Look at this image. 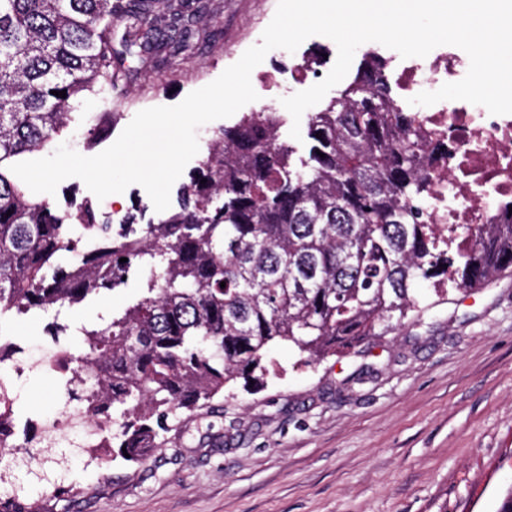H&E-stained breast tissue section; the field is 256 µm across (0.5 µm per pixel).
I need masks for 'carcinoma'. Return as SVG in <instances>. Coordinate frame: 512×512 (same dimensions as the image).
Listing matches in <instances>:
<instances>
[{
  "instance_id": "carcinoma-1",
  "label": "carcinoma",
  "mask_w": 512,
  "mask_h": 512,
  "mask_svg": "<svg viewBox=\"0 0 512 512\" xmlns=\"http://www.w3.org/2000/svg\"><path fill=\"white\" fill-rule=\"evenodd\" d=\"M204 10L202 0H0V317L66 311L145 275L138 299L80 327L75 379H63L67 403L112 424L108 461L124 447L147 463L169 418L262 379L274 342L313 364L419 315L424 282L468 292L512 269V214L428 223L427 168L442 144L395 106L370 51L309 115L298 164L280 113L252 112L214 132L177 206L133 234L112 232L89 200L30 196L10 166L49 149L87 94L123 83L124 58L193 55ZM81 228L95 238L82 266L57 262ZM71 492L54 483L23 501L0 489V512H45V499Z\"/></svg>"
}]
</instances>
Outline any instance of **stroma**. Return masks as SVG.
<instances>
[{
  "label": "stroma",
  "instance_id": "1",
  "mask_svg": "<svg viewBox=\"0 0 512 512\" xmlns=\"http://www.w3.org/2000/svg\"><path fill=\"white\" fill-rule=\"evenodd\" d=\"M278 0H211L218 20L192 58L126 59L118 92L86 95L61 142L84 156L107 149L140 110L173 106L214 81L253 46ZM324 79L336 57L324 36L295 52L270 51L256 68L283 74L311 52ZM111 134L89 144L90 128ZM139 275L73 309L70 326L121 310L141 293ZM418 296L421 321L317 365L281 343L262 383L237 379L207 409L175 419L147 464L114 458L108 469L71 448L18 455L7 479L35 499L52 481L81 488L49 499L47 512H499L512 488V272L469 298ZM49 316L0 318L24 373L8 392L21 415L43 423L63 410L58 381L39 368L50 350Z\"/></svg>",
  "mask_w": 512,
  "mask_h": 512
}]
</instances>
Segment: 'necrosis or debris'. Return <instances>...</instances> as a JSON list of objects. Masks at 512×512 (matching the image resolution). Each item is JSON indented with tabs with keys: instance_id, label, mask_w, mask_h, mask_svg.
Wrapping results in <instances>:
<instances>
[{
	"instance_id": "necrosis-or-debris-1",
	"label": "necrosis or debris",
	"mask_w": 512,
	"mask_h": 512,
	"mask_svg": "<svg viewBox=\"0 0 512 512\" xmlns=\"http://www.w3.org/2000/svg\"><path fill=\"white\" fill-rule=\"evenodd\" d=\"M469 58L455 46H439L426 57L401 59L386 78L408 100L423 91H434L456 82L467 70ZM425 131L437 134L446 154L429 169L428 220L433 224H489L512 207V114L492 115L480 105L444 100L417 111ZM88 433L83 454L95 461L109 424L89 419L86 410L72 408L47 428L33 419L23 427H9L7 447L19 445L20 430L38 433L40 443L59 447L69 430Z\"/></svg>"
}]
</instances>
